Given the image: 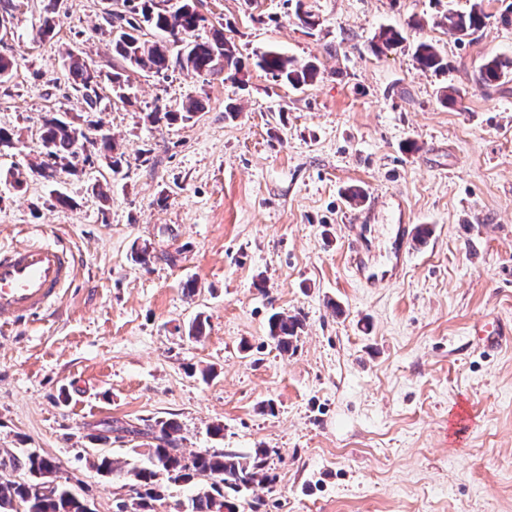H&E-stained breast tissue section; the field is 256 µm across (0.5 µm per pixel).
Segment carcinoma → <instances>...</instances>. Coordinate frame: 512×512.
Masks as SVG:
<instances>
[{
	"label": "carcinoma",
	"mask_w": 512,
	"mask_h": 512,
	"mask_svg": "<svg viewBox=\"0 0 512 512\" xmlns=\"http://www.w3.org/2000/svg\"><path fill=\"white\" fill-rule=\"evenodd\" d=\"M487 14L484 0H473L466 13L450 11L444 15L448 33L457 40L475 35L483 26ZM106 23L112 35V54L122 60L126 69L149 71L157 75L171 68L193 71L210 77L234 79L242 70V62L224 30L216 29L203 40L195 35L207 23L196 0H138V5L127 14L109 13ZM166 34V38H146L144 30ZM406 40L403 31L387 27L380 31L373 50L381 52L394 48ZM414 59L421 69L448 68L436 47L428 42L417 43ZM257 66L277 81L299 87L311 84L320 76L319 67L308 62L298 65L288 56L269 50L262 53ZM67 79L71 88L80 94L85 111H99L101 98L97 92L102 79L100 71L81 56L67 53ZM505 77L502 63L485 60L478 71V82L491 86ZM202 110V102L188 99L179 111L158 110L147 118L153 124L173 125L192 120ZM97 134L80 132L85 143L73 135L74 123L62 115L45 120L41 134L43 150L40 159L27 165V174L47 182L56 179L58 171L78 172L79 164L87 161V150L95 151L117 174L128 163L126 153L118 151L112 137L94 126ZM89 149H84V144ZM302 320L281 312L272 314L267 323V335L276 348L287 353L294 348ZM154 444L134 451L130 460L115 461L105 455L89 460L97 471L112 475L128 489L130 497L115 505V512H154V504L166 498L168 484H192L195 491L181 502V512H239V496L258 486L272 482L268 466V451L258 448L252 454L205 448L189 454L178 448L176 434L179 424L174 419L156 420L147 425ZM60 472L53 460L37 453L0 451V512H86L85 502L71 490L69 482H58L51 496L37 493L36 486L46 475Z\"/></svg>",
	"instance_id": "cac0c4a2"
}]
</instances>
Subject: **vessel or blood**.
Listing matches in <instances>:
<instances>
[{
  "instance_id": "vessel-or-blood-1",
  "label": "vessel or blood",
  "mask_w": 512,
  "mask_h": 512,
  "mask_svg": "<svg viewBox=\"0 0 512 512\" xmlns=\"http://www.w3.org/2000/svg\"><path fill=\"white\" fill-rule=\"evenodd\" d=\"M414 233L396 225L388 238L387 260L390 274H397L402 257ZM369 240L355 236L351 252V266L357 276L374 281L363 254ZM77 257L73 251L58 244L28 242L19 246L0 248V316L14 319L28 318L51 308L61 297L64 288L72 283ZM475 349L497 352L512 345V320L489 315L475 323L468 332Z\"/></svg>"
}]
</instances>
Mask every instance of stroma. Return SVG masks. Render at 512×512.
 Returning <instances> with one entry per match:
<instances>
[{
    "instance_id": "1",
    "label": "stroma",
    "mask_w": 512,
    "mask_h": 512,
    "mask_svg": "<svg viewBox=\"0 0 512 512\" xmlns=\"http://www.w3.org/2000/svg\"><path fill=\"white\" fill-rule=\"evenodd\" d=\"M48 3L0 0V55L18 62L0 82V127L20 138L0 149V245L57 242L79 265L55 307L0 318V448L61 460L92 512H114L125 490L87 463L90 436L166 418L187 451L268 449L260 512H512V348L487 354L467 336L488 314L512 319V76L490 90L476 81L484 60L512 62L500 20L512 0H486L469 43L438 22L472 0H304L311 30L293 0H199V37L223 26L238 78L134 72L123 90L103 83L96 113L69 86L63 53L111 73L105 16L127 0H62L43 38ZM384 26L407 39L373 53ZM421 41L447 70L418 67ZM268 50L321 75L296 89L274 81L256 65ZM190 97L203 103L193 121H146ZM52 112L83 129L102 120L128 166L115 175L95 157L16 185ZM141 148L151 163L134 160ZM351 188L399 199L372 219L371 263L384 262L391 225L431 230L376 286L347 262L344 227L361 209ZM144 245L147 269L132 259ZM275 312L303 319L293 353L267 338ZM460 404L472 418L462 438L446 431ZM215 424L223 438L209 435Z\"/></svg>"
}]
</instances>
